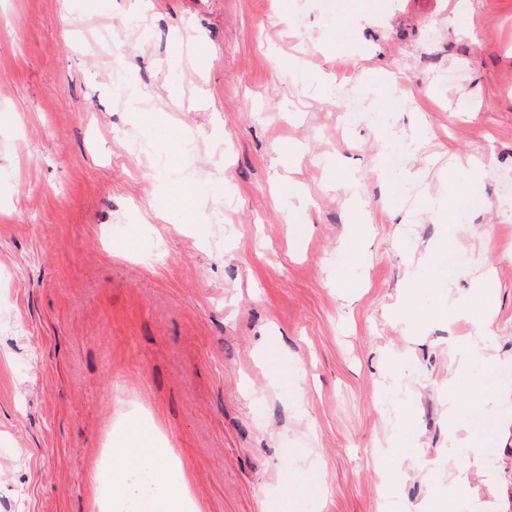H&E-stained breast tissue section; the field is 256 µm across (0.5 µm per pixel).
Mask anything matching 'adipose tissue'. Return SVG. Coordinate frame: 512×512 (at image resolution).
<instances>
[{"instance_id":"1","label":"adipose tissue","mask_w":512,"mask_h":512,"mask_svg":"<svg viewBox=\"0 0 512 512\" xmlns=\"http://www.w3.org/2000/svg\"><path fill=\"white\" fill-rule=\"evenodd\" d=\"M108 454L111 466L89 476L94 505L108 504L111 512H193L185 473L156 446L151 428L131 423L121 447Z\"/></svg>"}]
</instances>
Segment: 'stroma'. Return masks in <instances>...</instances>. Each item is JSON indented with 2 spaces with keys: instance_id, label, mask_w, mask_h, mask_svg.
Here are the masks:
<instances>
[{
  "instance_id": "obj_1",
  "label": "stroma",
  "mask_w": 512,
  "mask_h": 512,
  "mask_svg": "<svg viewBox=\"0 0 512 512\" xmlns=\"http://www.w3.org/2000/svg\"><path fill=\"white\" fill-rule=\"evenodd\" d=\"M133 421L197 512H512V0H0V512ZM195 191L180 187L171 192L169 205L171 211L182 216H189L194 212Z\"/></svg>"
}]
</instances>
